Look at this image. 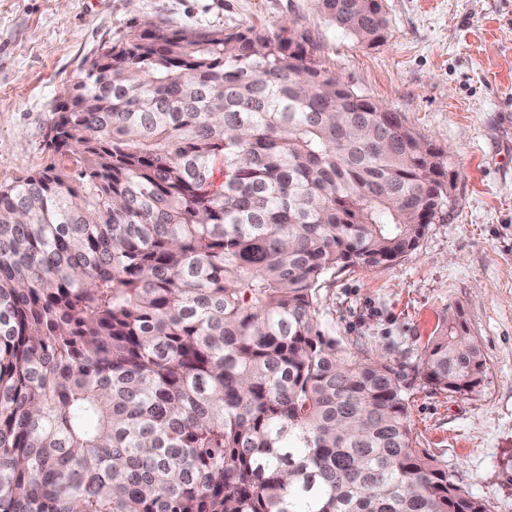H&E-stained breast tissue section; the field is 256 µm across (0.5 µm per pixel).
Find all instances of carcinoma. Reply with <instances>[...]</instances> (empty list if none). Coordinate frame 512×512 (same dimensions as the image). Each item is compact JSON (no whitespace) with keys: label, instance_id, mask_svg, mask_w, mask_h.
I'll return each instance as SVG.
<instances>
[{"label":"carcinoma","instance_id":"obj_1","mask_svg":"<svg viewBox=\"0 0 512 512\" xmlns=\"http://www.w3.org/2000/svg\"><path fill=\"white\" fill-rule=\"evenodd\" d=\"M313 5L382 42L379 0ZM70 95L73 171L0 184V512H487L318 319L327 275L416 247L442 153L285 26L145 22ZM422 368L486 362L457 316Z\"/></svg>","mask_w":512,"mask_h":512}]
</instances>
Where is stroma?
<instances>
[{
    "label": "stroma",
    "mask_w": 512,
    "mask_h": 512,
    "mask_svg": "<svg viewBox=\"0 0 512 512\" xmlns=\"http://www.w3.org/2000/svg\"><path fill=\"white\" fill-rule=\"evenodd\" d=\"M368 46L312 0H0V184L47 163L62 91L102 46L150 21L173 29L292 21L355 91L443 152L454 186L414 250L327 278L319 318L345 350L398 373L418 448L488 512H512V0H382ZM461 316L486 360L477 391L424 378L427 343Z\"/></svg>",
    "instance_id": "obj_1"
}]
</instances>
